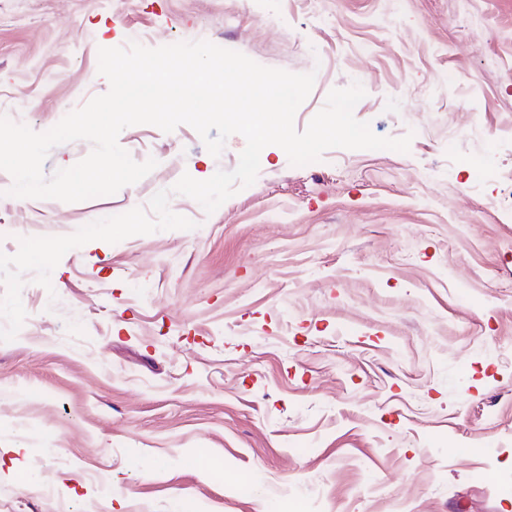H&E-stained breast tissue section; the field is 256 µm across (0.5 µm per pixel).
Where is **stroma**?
Wrapping results in <instances>:
<instances>
[{
    "label": "stroma",
    "instance_id": "35a3bbf8",
    "mask_svg": "<svg viewBox=\"0 0 512 512\" xmlns=\"http://www.w3.org/2000/svg\"><path fill=\"white\" fill-rule=\"evenodd\" d=\"M206 40L315 72L294 125L354 117L408 152L332 148L213 213L234 170L189 125L125 128L156 167L110 196H8L0 253L147 208L192 230L25 273L0 342V512H506L512 492V0H0V115L37 132L105 94L99 48ZM219 457L220 473L185 457Z\"/></svg>",
    "mask_w": 512,
    "mask_h": 512
}]
</instances>
